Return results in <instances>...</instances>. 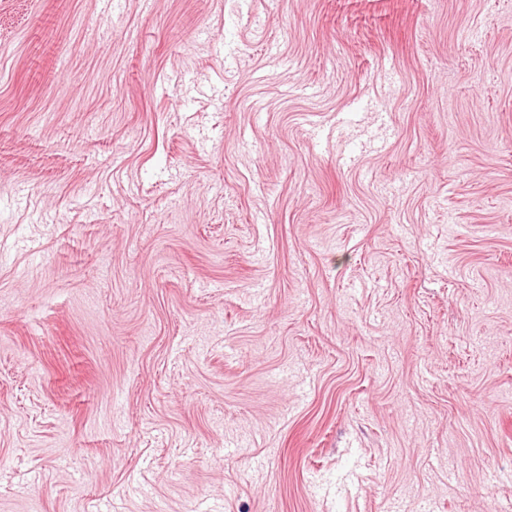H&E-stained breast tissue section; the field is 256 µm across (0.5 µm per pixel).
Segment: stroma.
<instances>
[{
	"mask_svg": "<svg viewBox=\"0 0 512 512\" xmlns=\"http://www.w3.org/2000/svg\"><path fill=\"white\" fill-rule=\"evenodd\" d=\"M0 512H512V0H0Z\"/></svg>",
	"mask_w": 512,
	"mask_h": 512,
	"instance_id": "obj_1",
	"label": "stroma"
}]
</instances>
